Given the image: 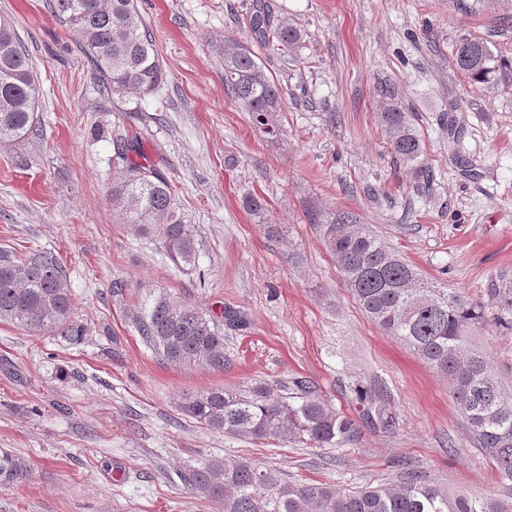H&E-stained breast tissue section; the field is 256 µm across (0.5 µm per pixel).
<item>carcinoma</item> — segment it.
<instances>
[{
	"label": "carcinoma",
	"mask_w": 512,
	"mask_h": 512,
	"mask_svg": "<svg viewBox=\"0 0 512 512\" xmlns=\"http://www.w3.org/2000/svg\"><path fill=\"white\" fill-rule=\"evenodd\" d=\"M54 11L77 33L103 95L140 98L154 92L165 77L152 35L137 0H54ZM249 25L260 45L277 44L286 52L303 38L301 29L274 15L264 0H254ZM224 83L263 134L279 133L276 113L282 93L252 49L224 40ZM455 66L481 84L512 82V59L492 53L486 42L462 41ZM38 78L13 25L0 20V143L18 142L34 123ZM391 152L405 163L424 154L411 113L390 104L380 112ZM122 167L112 180V210L137 235H151L176 266L195 265L196 244L190 226L177 212L172 188L128 137L116 138ZM347 284L367 316L407 345L448 380L470 432L496 461L503 479L491 498L450 495L413 471L398 483L349 490L328 483H297L248 458H212L184 475L186 487L217 502L222 512H512V400L504 397L485 358L468 347L469 336L485 319L481 308L458 294L426 282L414 268L342 212L312 217ZM241 319L216 316L178 304L165 294L134 319L138 335L160 360L200 364L224 371V329ZM0 321L33 335L57 331L72 343L84 340L73 319V297L66 271L48 251L19 258L0 251ZM282 393L266 383L246 389L215 388L186 396L180 409L188 418L232 437L253 441L302 442L311 447L354 442L360 426L331 408L307 380L293 381ZM28 461L0 450V483L24 480Z\"/></svg>",
	"instance_id": "1"
}]
</instances>
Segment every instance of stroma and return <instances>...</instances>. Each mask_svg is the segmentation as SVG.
<instances>
[{"instance_id": "stroma-1", "label": "stroma", "mask_w": 512, "mask_h": 512, "mask_svg": "<svg viewBox=\"0 0 512 512\" xmlns=\"http://www.w3.org/2000/svg\"><path fill=\"white\" fill-rule=\"evenodd\" d=\"M51 0H0L39 79L34 131L0 146V248L53 252L83 343L0 321V449L31 465L0 485V512H219L183 475L206 459L247 457L302 483L355 488L405 468L449 494L490 497L496 463L478 448L448 382L363 312L311 216L350 212L436 287L482 306L473 349L512 397V86L470 81L460 41L512 58V0H269L299 27L293 51L254 46L253 0H138L166 70L141 98L99 94L77 36ZM254 46L283 95L270 139L224 84L225 38ZM411 113L431 183L392 155L383 87ZM125 130L171 184L197 265L175 267L154 238L112 211V138ZM264 208L252 212L246 197ZM122 283L114 294L113 283ZM160 293L225 327L223 371L159 360L133 318ZM309 381L359 421L343 447H280L184 417L209 388ZM371 386L383 430L363 422Z\"/></svg>"}]
</instances>
